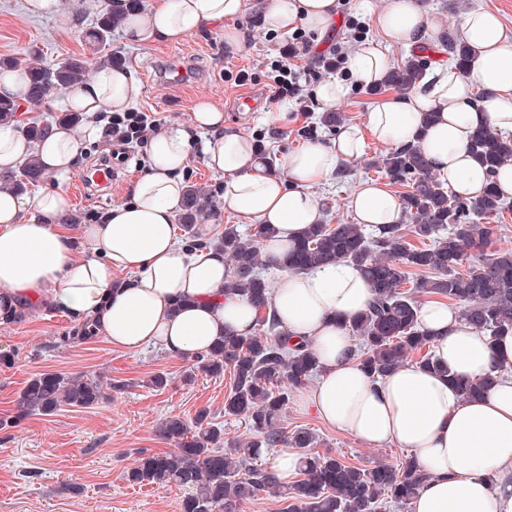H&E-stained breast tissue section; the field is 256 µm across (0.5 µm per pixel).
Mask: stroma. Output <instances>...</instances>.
Listing matches in <instances>:
<instances>
[{"label":"stroma","mask_w":512,"mask_h":512,"mask_svg":"<svg viewBox=\"0 0 512 512\" xmlns=\"http://www.w3.org/2000/svg\"><path fill=\"white\" fill-rule=\"evenodd\" d=\"M107 0H58L55 10L33 16L24 0H0V59L12 58L21 66H53L68 57L99 61L109 54L120 55L132 64L133 75L142 87L136 109L154 114L161 130L187 126L197 99L205 97L224 110V126L259 140L265 156L280 155L303 146L299 131L312 123V115L299 112L293 100L268 101L264 110L238 112L235 99L248 92L269 93V71L273 61L299 53L306 68L303 90L314 94L329 76L321 57L340 48L353 53L357 44L347 27L349 19L362 22L366 41L379 34L370 15L356 6V0H339L334 28L320 34L309 29L300 33L269 30L262 22L261 0H249L240 17L225 21L223 28L191 34L180 43L157 42L147 46L130 43L124 30L113 32L103 46L84 39ZM430 12L449 35L461 34L463 14L475 7L499 15L512 32V0H425ZM233 30L234 40L224 37ZM192 63L196 77L181 85L166 83L161 74L173 58ZM247 71L249 81L239 83L237 75ZM346 87L344 97L333 104L348 122L365 124L374 105L386 98V91L359 85L350 72L333 76ZM206 134H196L192 154L182 173L185 185L204 191L202 212L197 221L223 232L225 225H237L241 233L252 226L225 210L222 174L203 161ZM113 150L125 153L123 174L111 195L96 202L73 199L70 221L83 224L88 214H102L127 201L148 160L144 148H130L116 142ZM381 144L368 141L361 160L346 165L315 189L321 199L322 221L348 224L354 215L350 196L363 181L382 180L375 163ZM74 321L62 312L44 309L19 322L0 324V354L11 356L9 365H0V512H181L183 490L135 485L125 478L140 452H169L173 442L159 434L162 420L179 415L194 422L200 411L223 428L225 438L244 436L248 425L243 419L224 413L232 379L230 374L200 375L187 380L188 361L156 348L137 353L119 351L96 336L87 340L74 337ZM59 372L72 376H99L115 384V391L91 409L61 407L49 415H33L20 422L12 417L22 389L36 374ZM164 374L166 387L150 386L151 376ZM281 424L289 430L312 432L318 454L336 456L346 463L363 467L380 462L395 463L407 457V449L394 445L368 447L346 433L325 424L313 410L303 407L298 395H291Z\"/></svg>","instance_id":"obj_1"}]
</instances>
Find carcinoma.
Instances as JSON below:
<instances>
[{
    "mask_svg": "<svg viewBox=\"0 0 512 512\" xmlns=\"http://www.w3.org/2000/svg\"><path fill=\"white\" fill-rule=\"evenodd\" d=\"M139 6V0H111L87 38L95 44L107 42L112 31ZM447 47L455 69L467 71L464 40L450 37ZM427 66L424 58H411L390 70L384 86L414 88L425 78ZM24 71L25 96L34 106L61 90L82 86L90 75L89 62L81 57H69L52 67L28 66ZM19 108L13 98L0 97V125L15 122ZM470 148L491 177L475 200L449 191L416 143L391 148L377 161V168L392 184L407 188L401 201L412 233L423 242L418 247L409 242L400 224L384 225L369 234L361 224L321 223L310 225L283 258L271 261L260 247L261 240L272 233L270 226L258 224L246 238L237 225H224L216 244L234 268L233 277L224 283V293L244 297L255 307L260 332L247 339L224 337L192 359L187 379L229 371L233 383L224 401V414L247 421L250 436L224 441L222 429L205 424L204 411L194 426L179 416H169L160 424L159 433L176 445L175 450L141 455L127 470L126 480L186 490L181 512H240L244 502L263 492L286 500L287 512H378L388 502L401 508L409 505L428 479L413 459L357 467L335 456L311 452L316 437L310 431H287L278 424L289 392L307 385L319 373V364L306 346H291L288 334L276 331L271 315L274 285L263 270L274 266L300 272L341 261L360 267L374 299L366 312L350 322L348 330L356 342V360L375 379L409 363L410 354L420 351L423 355L417 364L438 368L432 340L418 323L419 294L440 295L454 302L463 320L492 339L512 331V251L485 253L491 239L478 224L507 208L492 176L500 166L512 162V139L481 127L473 133ZM44 175L39 159L31 156L17 172L0 171V189L21 191ZM200 196V189L190 187L183 204L181 220L191 250L203 247L193 235L192 224L200 212ZM472 250L477 255L471 266L460 271ZM409 268L427 276L408 289ZM448 380L467 401L481 397L496 377L465 380L450 373ZM105 398L98 377L41 373L21 391L14 421L48 415L63 406L92 408ZM223 441L224 448L220 447ZM280 445L297 449L302 458V478L289 487L282 486L272 470L254 465L260 449Z\"/></svg>",
    "mask_w": 512,
    "mask_h": 512,
    "instance_id": "carcinoma-1",
    "label": "carcinoma"
}]
</instances>
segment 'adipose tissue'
I'll return each mask as SVG.
<instances>
[{
  "label": "adipose tissue",
  "mask_w": 512,
  "mask_h": 512,
  "mask_svg": "<svg viewBox=\"0 0 512 512\" xmlns=\"http://www.w3.org/2000/svg\"><path fill=\"white\" fill-rule=\"evenodd\" d=\"M248 0H150L126 26L136 45L180 42L242 15ZM338 0H264L267 27H300L324 33L333 26ZM379 40L360 45L347 65L357 81L373 87L389 69L386 50L444 45L443 27L424 0H388L374 12ZM462 30L471 68L458 75L438 68L424 88L377 103L366 126L347 124L327 143L288 152L269 167L252 139L225 129L224 113L198 100L189 128H174L147 145L148 166L128 202L112 207L96 224L69 230L70 201L60 189L28 197L0 192V310L26 305L61 311L90 323L115 348L136 353L149 347L189 358L224 333L250 335L258 316L246 300L225 294L232 274L223 251L205 246L191 252L180 241L174 218L186 186L179 176L190 159L194 133L209 132L204 159L223 173L225 209L252 224L275 229L261 248L270 258L285 254L312 224L322 221L313 188L345 165L360 160L367 139L396 147L421 139L434 173L452 192L479 197L495 181L512 198V164L495 177L470 153L472 133L482 126L512 134V32L489 10L468 11ZM142 89L129 69L105 66L81 87L66 92L65 111L91 117L101 110L125 111ZM435 113L426 122V113ZM53 125L39 142L11 125L0 126V171L37 157L46 171L64 176L75 169L85 137ZM357 223L376 228L403 220L399 199L386 185L368 182L350 199ZM122 271L126 280L116 281ZM373 298L360 269L340 262L283 277L272 293L281 331L307 344L321 370L300 402L319 418L369 446L406 448L431 478L410 503V512H512V333L489 339L456 309L428 300L418 308L421 327L433 336L439 373L404 366L382 378L358 365L346 325ZM477 379L495 375L480 398L463 401L449 374Z\"/></svg>",
  "instance_id": "ef3b65f1"
}]
</instances>
